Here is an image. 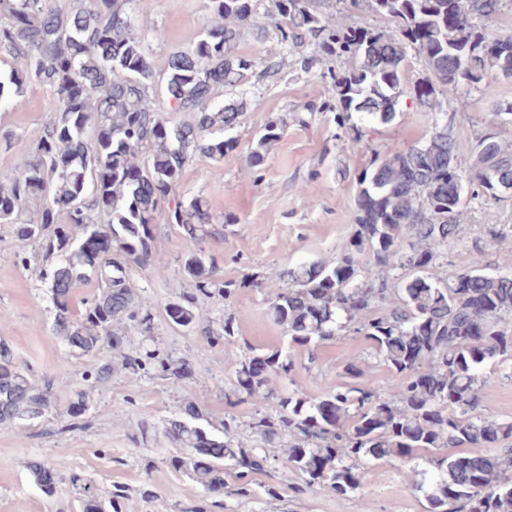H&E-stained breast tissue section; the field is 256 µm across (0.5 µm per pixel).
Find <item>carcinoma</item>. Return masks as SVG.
<instances>
[{
  "instance_id": "obj_1",
  "label": "carcinoma",
  "mask_w": 512,
  "mask_h": 512,
  "mask_svg": "<svg viewBox=\"0 0 512 512\" xmlns=\"http://www.w3.org/2000/svg\"><path fill=\"white\" fill-rule=\"evenodd\" d=\"M336 2L338 11L325 15L314 0H208L196 43L173 51L159 73L135 22L137 0H64L58 7L0 0V106L31 84L51 91L33 157L0 162V224L41 247L45 265L35 273L48 288L54 331L72 351H110L137 372L182 373L161 349L125 344L131 322L151 333L149 301L136 292L130 269L165 275L154 230L159 222L178 227L191 245L183 270L195 290L169 303L167 314L179 327H199L216 269L196 245L223 238L236 218L213 223L201 200H183L180 183L192 159L219 161L236 145L230 132L242 123L244 102L224 100L223 91L238 88L259 64L278 75L275 62L239 53L245 34L273 35L285 48L318 46L327 63L321 77L335 91L319 111L357 133L359 120L392 122L403 95L423 112L451 102L464 113L471 101L463 88L481 74L512 77V35L486 24L504 0ZM365 7L388 26L347 20ZM411 53L425 69L414 81L406 77ZM159 89L171 111L190 120H168L152 98ZM282 133V125L267 123L248 165L262 167ZM457 149L454 120L445 114L424 142L374 155L359 177L353 230L336 260L266 274L268 312L289 343L312 355L353 334L387 373L385 386H372L354 354L324 392L283 394L274 383L295 372L288 354L250 347L238 356L230 396L266 407L251 429L265 445L285 449L284 467L300 479L290 486L296 495L315 487L355 493L367 464L399 459L427 512H512V420L485 405L496 375L512 367V269L448 270V252L464 241L465 194L499 201L500 191L512 190V144L489 126L461 190L448 181ZM484 233L498 244L512 239V225L487 224ZM93 281L97 288L74 313L76 290ZM208 334L230 342L234 319L224 317ZM68 385L63 376L35 381L0 346V424L57 412L56 393ZM199 418L188 404L167 420V437L183 449L169 465L191 489L214 494L224 492L229 466L236 495L250 496L251 475L266 471L269 455L244 445L234 415L224 419L221 437ZM125 498L119 487L86 484L82 512H124Z\"/></svg>"
}]
</instances>
